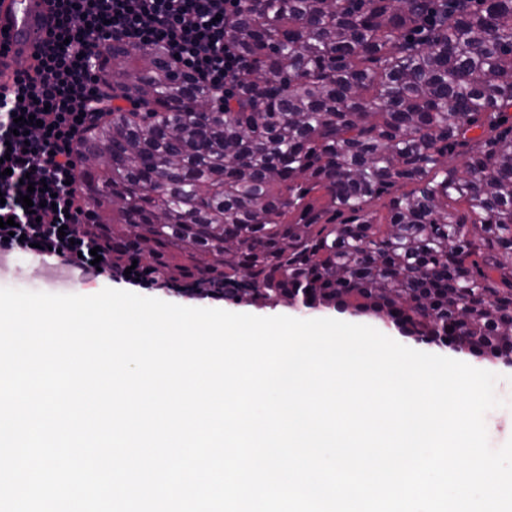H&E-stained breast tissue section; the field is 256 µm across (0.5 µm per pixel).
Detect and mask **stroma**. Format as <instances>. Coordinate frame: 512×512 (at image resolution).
Here are the masks:
<instances>
[{
  "label": "stroma",
  "mask_w": 512,
  "mask_h": 512,
  "mask_svg": "<svg viewBox=\"0 0 512 512\" xmlns=\"http://www.w3.org/2000/svg\"><path fill=\"white\" fill-rule=\"evenodd\" d=\"M79 283L74 292L78 295H93L103 288L109 287L119 290H130L133 293L144 292L148 297L157 298L178 305H191L199 308H219L235 313H248L261 317L286 315L297 319L333 318L348 323L364 324L371 326L395 341L418 351L441 355L463 361L473 367L488 370L499 374L498 391L505 405L501 408L490 410L485 415V423L488 431L489 443L498 448L512 439V364L501 361H488L465 352H456L447 347H438L417 341L413 337L405 335L400 329L381 319L367 314H359L349 309H319L308 310L285 302L277 305H254L246 302L233 304L225 300L213 299L198 294H187L175 287L162 286L148 291L141 290L140 286L122 279H110L98 276L90 272H79Z\"/></svg>",
  "instance_id": "35a3bbf8"
}]
</instances>
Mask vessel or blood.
<instances>
[{
    "mask_svg": "<svg viewBox=\"0 0 512 512\" xmlns=\"http://www.w3.org/2000/svg\"><path fill=\"white\" fill-rule=\"evenodd\" d=\"M49 0H0V39L9 50L0 55V90L12 92L16 70L36 64L48 38Z\"/></svg>",
    "mask_w": 512,
    "mask_h": 512,
    "instance_id": "vessel-or-blood-1",
    "label": "vessel or blood"
}]
</instances>
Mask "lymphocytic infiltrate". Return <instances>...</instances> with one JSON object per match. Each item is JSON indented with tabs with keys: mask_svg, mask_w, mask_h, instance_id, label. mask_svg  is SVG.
Listing matches in <instances>:
<instances>
[{
	"mask_svg": "<svg viewBox=\"0 0 512 512\" xmlns=\"http://www.w3.org/2000/svg\"><path fill=\"white\" fill-rule=\"evenodd\" d=\"M236 11L235 0H53L39 63L16 76L28 106L0 99V159L9 169L0 175V217L16 223L12 231L0 228V251L45 257L55 249L64 262L86 269L96 248L102 275L127 273L113 266L111 247L82 227L78 145L119 99L103 58L118 42L159 49L223 104L244 70L224 39ZM29 115L36 124L14 135L15 118ZM26 178L36 192L23 186ZM25 195L33 210L23 208Z\"/></svg>",
	"mask_w": 512,
	"mask_h": 512,
	"instance_id": "lymphocytic-infiltrate-1",
	"label": "lymphocytic infiltrate"
}]
</instances>
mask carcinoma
<instances>
[{"label":"carcinoma","mask_w":512,"mask_h":512,"mask_svg":"<svg viewBox=\"0 0 512 512\" xmlns=\"http://www.w3.org/2000/svg\"><path fill=\"white\" fill-rule=\"evenodd\" d=\"M237 100L114 44L80 143L84 229L112 262L252 304L351 306L512 358V0H241Z\"/></svg>","instance_id":"1"}]
</instances>
